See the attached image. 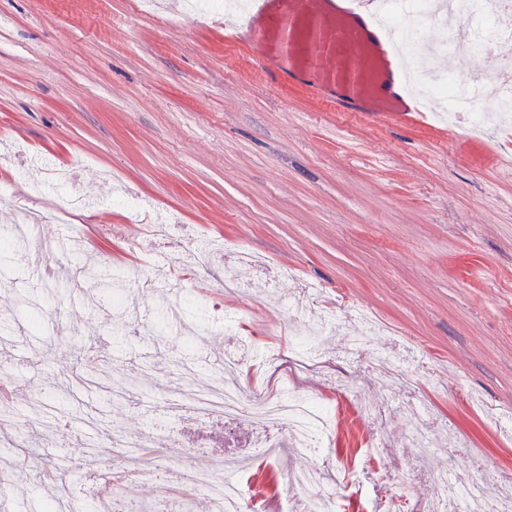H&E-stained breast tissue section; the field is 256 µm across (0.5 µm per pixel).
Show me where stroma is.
I'll list each match as a JSON object with an SVG mask.
<instances>
[{
  "mask_svg": "<svg viewBox=\"0 0 512 512\" xmlns=\"http://www.w3.org/2000/svg\"><path fill=\"white\" fill-rule=\"evenodd\" d=\"M180 2L0 0V182L13 189L0 228L24 209L41 217L40 241L0 284L14 326L0 350L28 361L0 371L17 386L14 428L58 407L40 442L47 464L100 420L102 473L126 465L116 435L182 468L232 461L255 512H304L286 478L313 466L334 512H420L436 470L458 512L472 483L512 512V124H447L433 96L424 124L338 111L226 43L222 12ZM58 166L88 203L67 224L63 191L24 192ZM128 195L142 211L116 206ZM160 213L170 238L150 235ZM73 235L83 259L125 276L124 306L51 248ZM385 355L400 375L377 370ZM228 356L241 380L325 404V447L271 454L249 419L229 430L221 415L178 410L189 384L223 385ZM115 394L127 404L103 409ZM412 399L420 417L402 411ZM38 465L0 453L5 512L50 498L15 479Z\"/></svg>",
  "mask_w": 512,
  "mask_h": 512,
  "instance_id": "35a3bbf8",
  "label": "stroma"
}]
</instances>
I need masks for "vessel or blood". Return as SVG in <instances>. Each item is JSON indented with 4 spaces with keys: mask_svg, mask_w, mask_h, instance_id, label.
I'll return each mask as SVG.
<instances>
[{
    "mask_svg": "<svg viewBox=\"0 0 512 512\" xmlns=\"http://www.w3.org/2000/svg\"><path fill=\"white\" fill-rule=\"evenodd\" d=\"M380 0H245L225 28L227 40L253 48L270 73L309 82L317 96L342 112L398 116L421 106L401 72L404 93L381 92L369 72L382 43L394 67L399 50L379 21Z\"/></svg>",
    "mask_w": 512,
    "mask_h": 512,
    "instance_id": "1",
    "label": "vessel or blood"
}]
</instances>
